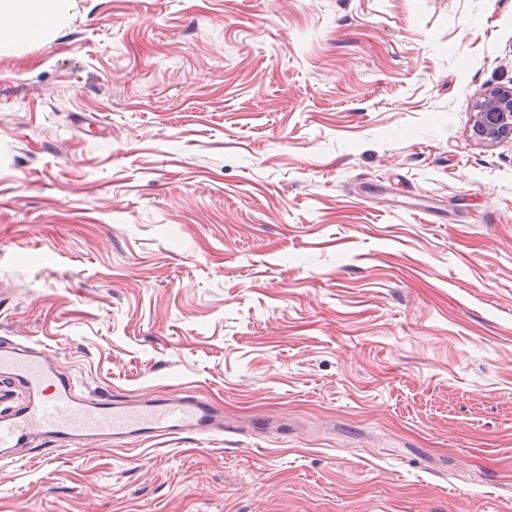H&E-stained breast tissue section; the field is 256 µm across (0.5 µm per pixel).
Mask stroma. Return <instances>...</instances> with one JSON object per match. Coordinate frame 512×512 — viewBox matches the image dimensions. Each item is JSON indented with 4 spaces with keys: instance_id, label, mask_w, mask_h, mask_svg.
Returning <instances> with one entry per match:
<instances>
[{
    "instance_id": "stroma-1",
    "label": "stroma",
    "mask_w": 512,
    "mask_h": 512,
    "mask_svg": "<svg viewBox=\"0 0 512 512\" xmlns=\"http://www.w3.org/2000/svg\"><path fill=\"white\" fill-rule=\"evenodd\" d=\"M512 0H75L0 52V344L224 429L0 459V512H512ZM473 135L486 143L512 138V87H497L479 100L474 109Z\"/></svg>"
}]
</instances>
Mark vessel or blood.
I'll use <instances>...</instances> for the list:
<instances>
[{
  "label": "vessel or blood",
  "mask_w": 512,
  "mask_h": 512,
  "mask_svg": "<svg viewBox=\"0 0 512 512\" xmlns=\"http://www.w3.org/2000/svg\"><path fill=\"white\" fill-rule=\"evenodd\" d=\"M0 376L18 382L29 398L0 412V456L9 457L36 434L84 448L96 440L116 444L127 437L162 439L214 429L215 407L189 394L129 406L85 400L75 383L58 378L44 352L25 346L0 348Z\"/></svg>",
  "instance_id": "b4317fda"
}]
</instances>
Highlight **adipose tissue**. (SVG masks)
I'll list each match as a JSON object with an SVG mask.
<instances>
[{
	"mask_svg": "<svg viewBox=\"0 0 512 512\" xmlns=\"http://www.w3.org/2000/svg\"><path fill=\"white\" fill-rule=\"evenodd\" d=\"M75 0H0V50L43 42L65 28Z\"/></svg>",
	"mask_w": 512,
	"mask_h": 512,
	"instance_id": "1",
	"label": "adipose tissue"
}]
</instances>
